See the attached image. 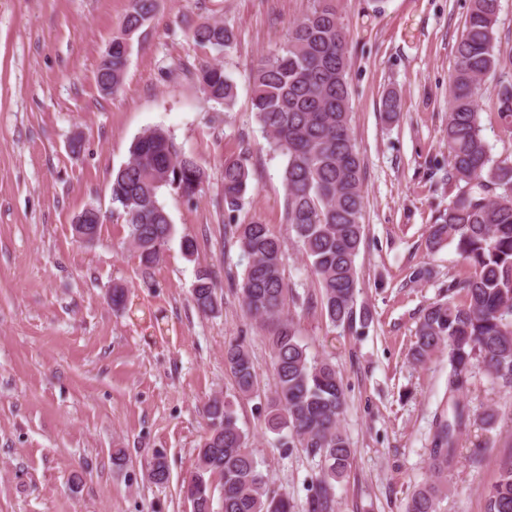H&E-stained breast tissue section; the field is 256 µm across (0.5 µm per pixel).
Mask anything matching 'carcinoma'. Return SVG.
Masks as SVG:
<instances>
[{
	"mask_svg": "<svg viewBox=\"0 0 512 512\" xmlns=\"http://www.w3.org/2000/svg\"><path fill=\"white\" fill-rule=\"evenodd\" d=\"M122 31L112 38V52L102 56L95 80L101 92L120 90L133 38L155 17V0H129ZM500 0H470L454 54L448 99V185L458 192L436 223L426 245L436 251L456 246L469 266L467 276L448 285V299L424 308L415 329L411 359L424 363L448 351V418L438 422L429 454L431 477L416 486L405 512H438L447 490L448 469L461 458L458 443L471 424L458 394L478 369L492 383L512 390V161H494L482 135L477 97L490 73L501 80L496 115L512 137V49L497 43ZM195 43L212 50L232 45L233 32L220 22L188 25ZM347 41L335 0H312L308 11L288 29L285 41L261 57L252 69V109L270 147L286 159L283 170L286 222L317 278L318 293L292 298L307 309L318 307L337 326L356 322V257L363 236L362 167L350 132ZM209 99L228 108L235 85L219 64L200 70ZM381 111L388 121L401 112V96L389 91ZM207 174L162 128L148 129L132 140L126 163L112 173L113 209L121 212L129 246L144 270L161 259L173 233L160 202L165 189L188 198L202 190ZM243 159L224 160L222 202L236 212L249 187ZM103 216L91 209L76 218V235L91 241ZM246 259L239 299L245 313L267 332L274 368L273 389L266 398V428L292 445L319 457L321 469L311 483L305 512H335V483L347 475L354 456L340 426L346 408L343 379L336 366L311 358L294 318L285 314L283 240L258 219L230 226ZM192 299L204 313L217 310L211 272L197 271ZM224 364L237 392H256L253 362L243 341L224 344ZM210 429L198 464L185 486L193 512H213V483L220 477L223 512H293L286 494L268 488L248 435L238 426L230 402L213 397L205 406ZM150 478H169L165 457L153 460ZM485 512H512V462L485 493Z\"/></svg>",
	"mask_w": 512,
	"mask_h": 512,
	"instance_id": "carcinoma-1",
	"label": "carcinoma"
}]
</instances>
